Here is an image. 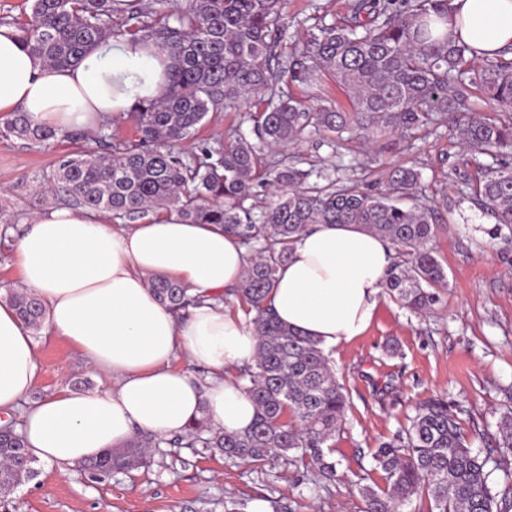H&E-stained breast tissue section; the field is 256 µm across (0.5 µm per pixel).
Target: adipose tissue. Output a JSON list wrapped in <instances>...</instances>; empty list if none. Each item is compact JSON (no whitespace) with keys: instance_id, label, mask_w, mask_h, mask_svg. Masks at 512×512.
I'll return each instance as SVG.
<instances>
[{"instance_id":"adipose-tissue-1","label":"adipose tissue","mask_w":512,"mask_h":512,"mask_svg":"<svg viewBox=\"0 0 512 512\" xmlns=\"http://www.w3.org/2000/svg\"><path fill=\"white\" fill-rule=\"evenodd\" d=\"M448 35L492 57L512 44V0H452ZM169 58L160 47L114 35L110 47L58 67L31 55L13 27L0 25V113H27L63 134L93 132L138 100L162 98ZM21 288L45 308L48 331L76 348L105 386L27 397L36 346L14 309L0 300V411H20L30 454L71 467L125 444L136 433H184L199 416L239 432L255 407L234 375L254 361L257 338L244 313L226 312L219 295L237 288L249 255L240 238L178 214L115 227L83 208L57 207L16 237ZM390 243L357 224H318L295 241L268 303L277 319L323 350L361 336L373 319L392 261ZM164 275L207 303L177 318L148 280ZM208 368L199 386L176 358Z\"/></svg>"}]
</instances>
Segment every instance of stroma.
Instances as JSON below:
<instances>
[{"label": "stroma", "instance_id": "35a3bbf8", "mask_svg": "<svg viewBox=\"0 0 512 512\" xmlns=\"http://www.w3.org/2000/svg\"><path fill=\"white\" fill-rule=\"evenodd\" d=\"M350 0H288V49L302 48L316 26L346 14ZM64 138L33 145L0 136V224H20L63 205L45 180L57 156L73 150ZM267 161L301 168H341L368 190L384 188L387 173L407 165L421 173L418 198L444 207L433 246L447 286L432 310L418 315L380 293L368 330L326 357L346 387L347 409L331 442L338 463L326 480L303 465L263 470L230 463L201 448H172L148 466L94 479L36 462L35 475L0 495V512H225L230 502L276 501L287 512H363L361 490L382 485L373 455L381 442L408 428L416 406L447 396L471 449L499 458V425L512 406V229L463 196L461 174L491 164L460 146L445 129L419 132L414 145L349 142L336 149L314 136L295 145L264 148ZM38 401L77 379L98 378L81 355L47 330L35 333Z\"/></svg>", "mask_w": 512, "mask_h": 512}]
</instances>
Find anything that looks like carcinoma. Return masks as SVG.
Listing matches in <instances>:
<instances>
[{"instance_id":"carcinoma-1","label":"carcinoma","mask_w":512,"mask_h":512,"mask_svg":"<svg viewBox=\"0 0 512 512\" xmlns=\"http://www.w3.org/2000/svg\"><path fill=\"white\" fill-rule=\"evenodd\" d=\"M32 0L30 14L14 21L24 47L37 58L63 67L97 48L118 30L152 40L169 50L168 92L137 102L123 114L131 134L109 132L111 122L89 136L65 135L77 150L58 157L49 187L68 199L114 219L137 222L162 210L191 224H216L241 238L253 252L233 299L255 312L258 336L254 364L240 376L256 406L253 423L228 433L205 418L189 426V446L201 445L229 461L274 468L293 456L331 476L336 463L325 449L344 416L346 397L319 344L279 322L265 305L278 268L295 240L313 224H359L388 240L396 257L383 284L403 307L421 312L438 301L446 274L432 241L436 213L415 202L420 173L413 167L390 170L385 189L366 191L339 178L312 174L295 163L264 167L260 146L240 127L226 143L197 138L211 112L240 103L263 144L297 143L312 134L342 145L352 139L374 142L391 136L443 127L467 147L491 158L512 147V44L477 64L475 50L448 37L451 0H351L348 14L319 28L301 52L282 63L285 0ZM329 73L347 93L349 108L311 97L306 104L276 90L288 83L314 85L317 72ZM481 100L490 114L473 111ZM4 136L44 145L55 131L15 112ZM325 180L309 183L311 176ZM274 199L260 214L245 206L262 181ZM470 194L498 223L512 227V165L480 167ZM149 286L176 317L198 298L174 278L153 276ZM6 301L28 328L43 325L44 308L35 295L14 291ZM501 454H512V413L500 423ZM164 445L181 438L137 435L126 446L83 463L92 478L128 472L151 462ZM385 487L362 489L364 512H399L426 496L429 512H512V485L499 492L491 475L512 479L506 460L480 457L468 446L445 397L419 405L408 429L375 453ZM23 434L14 421L0 425V494L11 493L35 473Z\"/></svg>"}]
</instances>
